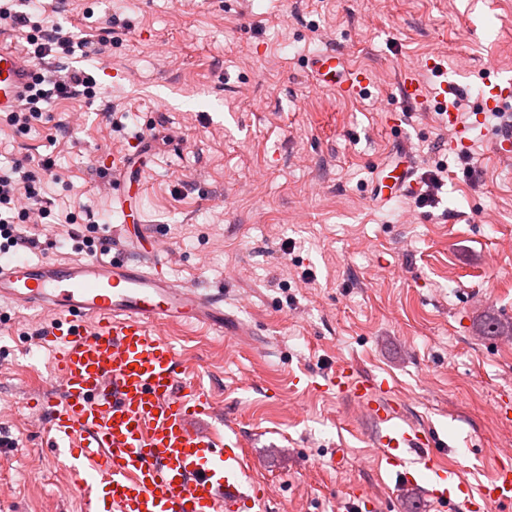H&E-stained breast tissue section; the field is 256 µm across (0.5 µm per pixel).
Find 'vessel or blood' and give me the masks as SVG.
I'll list each match as a JSON object with an SVG mask.
<instances>
[{
    "mask_svg": "<svg viewBox=\"0 0 512 512\" xmlns=\"http://www.w3.org/2000/svg\"><path fill=\"white\" fill-rule=\"evenodd\" d=\"M314 64L318 79L344 95L370 83L366 70L347 67L336 51L318 52ZM427 68L441 78L454 145H466L455 72L433 60ZM33 71L25 53L0 41V112L17 108ZM511 101L512 76H504L487 83L481 109L495 112ZM414 174L411 160H398L375 182V205L416 190ZM2 301L55 320L44 336L55 349L53 383L30 393L27 405L40 412L49 439L78 473L82 512H253L263 505V489L247 481L249 460L238 438L193 427L194 419L212 415V402L183 380L174 346L159 334L181 325L237 335L241 325L225 315L223 296L176 283L158 264L89 256L0 262ZM323 388L347 396L373 420V446L400 484L416 485L426 470L425 494L437 504L459 503L466 512L512 504L511 464L499 465L475 492L454 482L438 462L446 440L407 421L387 380L340 366Z\"/></svg>",
    "mask_w": 512,
    "mask_h": 512,
    "instance_id": "b4317fda",
    "label": "vessel or blood"
}]
</instances>
